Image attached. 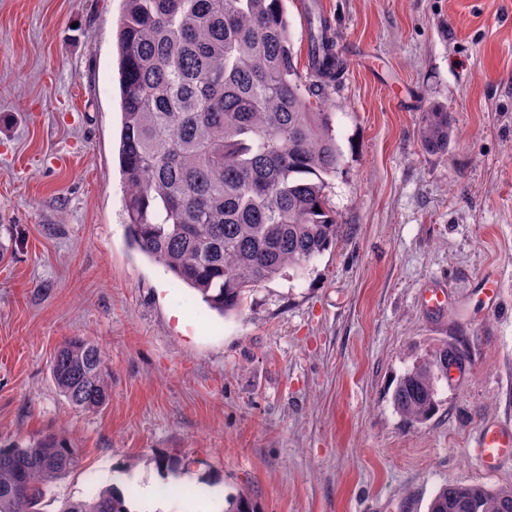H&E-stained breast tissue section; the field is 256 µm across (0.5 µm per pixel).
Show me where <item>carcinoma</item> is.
<instances>
[{"mask_svg":"<svg viewBox=\"0 0 512 512\" xmlns=\"http://www.w3.org/2000/svg\"><path fill=\"white\" fill-rule=\"evenodd\" d=\"M116 21L121 131L132 243L222 315L286 269L306 270L341 232L325 193L341 154L326 91L347 68L315 2L303 3L305 55L294 51L287 0H123ZM451 119L423 112L418 138L429 154L448 149ZM443 346L400 379L393 402L427 423L439 407ZM51 375L69 404L104 408L112 395L106 353L90 340L58 347ZM80 449L49 434L0 447V512H42L49 485L81 466ZM173 477L179 457L158 456ZM59 512H130L115 488L62 504ZM224 512H258L241 494ZM428 512H512V487L453 484Z\"/></svg>","mask_w":512,"mask_h":512,"instance_id":"cac0c4a2","label":"carcinoma"}]
</instances>
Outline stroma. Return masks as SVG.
<instances>
[{"instance_id":"1","label":"stroma","mask_w":512,"mask_h":512,"mask_svg":"<svg viewBox=\"0 0 512 512\" xmlns=\"http://www.w3.org/2000/svg\"><path fill=\"white\" fill-rule=\"evenodd\" d=\"M348 66L326 97L342 225L308 270L221 317L132 247L118 162L113 26L123 0H0V443L58 433L82 450L47 512L154 480L170 512H427L444 484L512 486L469 445L512 422V0H318ZM432 105L448 149L422 151ZM499 279L485 309L477 288ZM448 306L430 310L427 288ZM103 344L112 397L72 408L50 361ZM444 344L465 355L424 425L392 393ZM158 455L188 461L177 479Z\"/></svg>"}]
</instances>
